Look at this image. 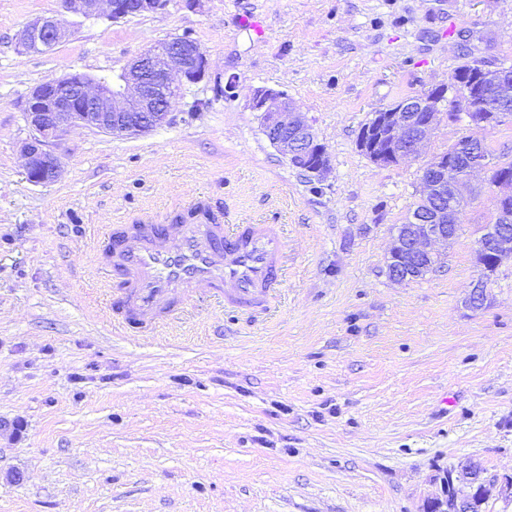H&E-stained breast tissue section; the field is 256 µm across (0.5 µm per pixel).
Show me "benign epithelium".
<instances>
[{
  "instance_id": "7a95c632",
  "label": "benign epithelium",
  "mask_w": 512,
  "mask_h": 512,
  "mask_svg": "<svg viewBox=\"0 0 512 512\" xmlns=\"http://www.w3.org/2000/svg\"><path fill=\"white\" fill-rule=\"evenodd\" d=\"M169 0H62L63 13L39 16L30 20L20 33V42L28 53L43 54L52 50L69 33L65 15L113 19L154 12ZM177 69L184 82L173 83L170 72ZM207 58L199 45L179 37L153 46L139 55L113 82L94 80L81 74L64 79H49L37 86L27 100L25 114L34 135L25 144L23 155L27 178L34 184L54 181L59 173L58 157L49 149L50 141L72 126L96 129L113 136L148 133L165 123L172 104L181 96L186 84L203 79ZM482 73L496 88V95H512V68L485 66ZM252 108L261 114L262 128L269 142L296 167L313 177L322 176L330 161L317 142L304 113L282 91L258 88ZM425 102L406 99L397 106L374 115L360 134V144L369 157L381 162H396L414 156L427 141L439 122V114L420 119ZM466 158L464 172L449 178L448 162L437 160L422 181L425 198L435 202L428 214L411 216L409 223L398 228L387 261L390 279L404 282L418 279L434 269L439 254L433 245L453 239L458 232V216L465 206L460 187L468 173L481 168L490 170L496 159L469 143L460 147ZM512 256V210L498 205V218L482 228L476 255ZM489 279L481 276L472 288L469 306L483 307ZM484 471L471 461L442 471L440 490L427 499L421 512H478L486 501ZM467 485L462 494L458 484Z\"/></svg>"
}]
</instances>
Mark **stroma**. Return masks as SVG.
I'll list each match as a JSON object with an SVG mask.
<instances>
[{
  "label": "stroma",
  "instance_id": "35a3bbf8",
  "mask_svg": "<svg viewBox=\"0 0 512 512\" xmlns=\"http://www.w3.org/2000/svg\"><path fill=\"white\" fill-rule=\"evenodd\" d=\"M60 0H0V512H421L440 470L481 464L483 512H512V258L481 309L475 251L498 188L469 179L440 268L387 274L424 165L468 135L441 118L419 153L372 162L374 112L447 86L463 46L512 62V0H170L68 16L45 54L17 35ZM176 37L209 69L135 137L76 127L31 183V90L118 74ZM232 80V96L215 93ZM285 92L330 160L315 178L267 140L255 89ZM204 199L228 224H279L288 272L268 309L204 301L139 336L114 327L100 232ZM24 474L21 483L7 471Z\"/></svg>",
  "mask_w": 512,
  "mask_h": 512
}]
</instances>
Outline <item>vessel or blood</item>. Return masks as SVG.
Wrapping results in <instances>:
<instances>
[{
  "label": "vessel or blood",
  "mask_w": 512,
  "mask_h": 512,
  "mask_svg": "<svg viewBox=\"0 0 512 512\" xmlns=\"http://www.w3.org/2000/svg\"><path fill=\"white\" fill-rule=\"evenodd\" d=\"M176 224H119L107 233L102 262L118 284L108 309L122 327L153 333L198 295L266 309L282 278L288 243L276 224H228L203 201Z\"/></svg>",
  "instance_id": "obj_1"
}]
</instances>
